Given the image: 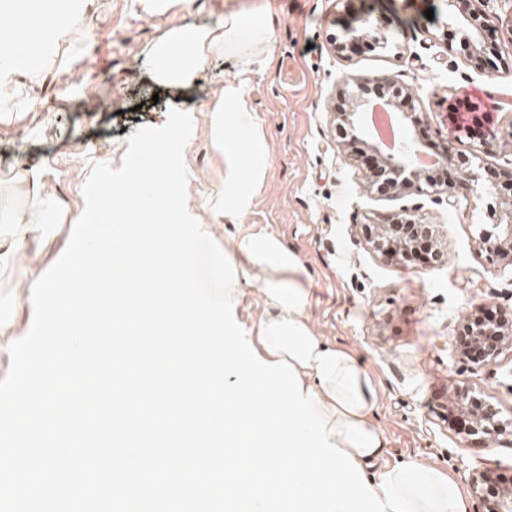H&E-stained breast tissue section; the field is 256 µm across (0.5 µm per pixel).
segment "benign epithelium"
I'll return each instance as SVG.
<instances>
[{
	"label": "benign epithelium",
	"instance_id": "obj_1",
	"mask_svg": "<svg viewBox=\"0 0 512 512\" xmlns=\"http://www.w3.org/2000/svg\"><path fill=\"white\" fill-rule=\"evenodd\" d=\"M448 13L443 26V37L447 41L458 39L461 50L469 58L480 56L484 33L494 25V19L479 7L481 0H446ZM387 22L371 15H362L351 25L343 29L342 38L337 43L341 51L363 41L375 46L384 47L387 38L383 33ZM352 82L358 85L359 93L353 95L348 108L334 113L336 126L345 128L350 139L364 145L379 160L370 183L378 185L379 192L383 194L424 193L430 188L432 191H444L448 198L459 193H472L474 186H480L484 192L491 193L497 189L499 180L505 178L512 183V170L495 171L489 168L479 172L473 167V154L459 149L453 145L446 147L441 154V165L454 172L452 180L438 183L433 180L422 179V169L414 162L416 152L422 150V145L413 138L401 143L397 150L388 153L381 143L375 141L365 123V114L375 105V101L367 97L368 86H383V82L368 77H354ZM402 240L401 246L406 242L421 237L437 240L440 238L439 229L434 224H425L411 215L404 224H374L371 234L368 235V244L382 255L392 256L391 235ZM478 247L487 253L509 256L512 254V203H500L497 222L490 228L481 229L478 234ZM512 329L508 326L480 327L470 333V336H458L455 339V349L463 353L466 344L479 345L487 336H509ZM456 403L462 408L473 412L470 419L468 433L482 435L488 441L505 433L511 422L501 419L499 411L485 398L470 388L463 387L456 392Z\"/></svg>",
	"mask_w": 512,
	"mask_h": 512
}]
</instances>
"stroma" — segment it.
I'll use <instances>...</instances> for the list:
<instances>
[{"instance_id": "stroma-1", "label": "stroma", "mask_w": 512, "mask_h": 512, "mask_svg": "<svg viewBox=\"0 0 512 512\" xmlns=\"http://www.w3.org/2000/svg\"><path fill=\"white\" fill-rule=\"evenodd\" d=\"M239 11L270 19L243 90L271 157L251 211L228 219L227 229L265 225L298 255L311 326L365 371L376 394L372 420L385 438L369 478L408 463L431 466L458 484L464 512H484L473 479L489 469L512 490V435L488 444L460 430L455 394L472 388L512 420V340L494 359L472 363L453 339L483 309L512 320V257L476 243L512 184L452 202L378 194L357 142L340 140L333 120L344 78L377 77L411 94L409 108L425 117L414 136L426 147L472 148L492 132L482 164L512 170V73L499 71L493 55L468 62L446 46L445 0H163L159 10L146 0H93L53 70L15 76L0 89V191L27 178L53 188L59 201L52 221L28 239L39 263L20 269L0 249V337L28 325L23 296L66 247L92 165L120 168L139 127L164 125L173 109L192 116L187 192L194 205L213 203L224 163L209 143L206 114L224 83L237 80V62L219 57L194 82L171 88L154 79L145 51L172 27L215 28ZM367 11L391 20L387 47L361 42L337 52L334 37ZM413 209L440 226L443 266L391 260L368 244L367 226Z\"/></svg>"}]
</instances>
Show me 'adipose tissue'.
<instances>
[{"mask_svg": "<svg viewBox=\"0 0 512 512\" xmlns=\"http://www.w3.org/2000/svg\"><path fill=\"white\" fill-rule=\"evenodd\" d=\"M79 0H0V24L15 29L18 42L0 41V81L10 77L20 53L40 56L52 37L66 35L74 24ZM270 32L268 18L258 11L225 14L217 28L174 27L149 46L154 78L167 86H183L205 72L220 54L240 44H262ZM209 142L224 162V191L203 220L233 259L239 283L260 280L264 315L250 340L263 360H284L302 383L317 393L318 411L335 432L330 443L352 455L361 467L372 466L384 446L381 429L371 420L374 391L356 360L326 345L306 321L304 270L296 254L267 227L252 224L228 235L215 216H242L251 207L268 167L270 148L255 116L249 112L241 83L224 85L208 113ZM34 210L16 194L0 192V241L13 257L27 254Z\"/></svg>", "mask_w": 512, "mask_h": 512, "instance_id": "1", "label": "adipose tissue"}]
</instances>
